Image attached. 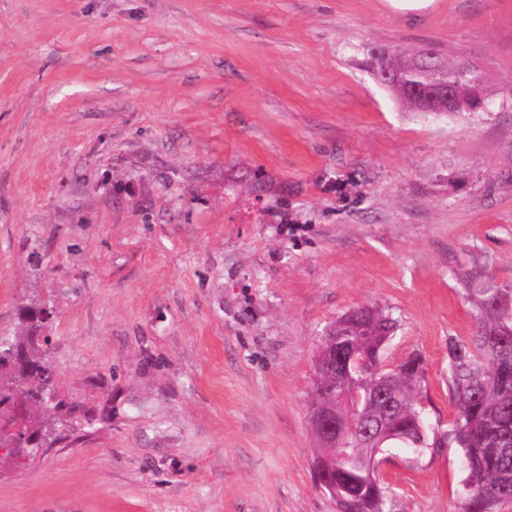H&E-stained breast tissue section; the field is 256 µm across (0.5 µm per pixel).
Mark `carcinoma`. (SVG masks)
Listing matches in <instances>:
<instances>
[{"instance_id": "1", "label": "carcinoma", "mask_w": 512, "mask_h": 512, "mask_svg": "<svg viewBox=\"0 0 512 512\" xmlns=\"http://www.w3.org/2000/svg\"><path fill=\"white\" fill-rule=\"evenodd\" d=\"M442 74L466 93L469 111L478 112L485 100L480 74L462 65V58L438 56ZM433 79L428 70H406L404 86L421 85ZM485 288H466L476 327L467 340L448 337V372L455 413L448 429L430 434V428L416 418V398L422 388L421 360L402 363L384 384L396 405L387 414L389 425L402 437L399 444L421 452L435 444L461 450L464 480L462 512H496L503 502L512 501V334L490 342L485 333L487 309L500 295L512 297V286L499 285L486 276ZM43 325L30 317L18 336L0 338V384L22 387L29 401L28 430L45 436L40 413L54 394L49 367L43 356L40 335ZM395 321L375 306L346 312L325 333L316 358V379L311 398V415L332 411L338 406V393L356 386L371 387L370 373L345 374L339 371L333 355L338 349L375 351L379 341L391 336ZM372 449L352 448L349 460L333 461L325 471L326 481L336 489L341 512H384L386 486L372 481L367 461Z\"/></svg>"}]
</instances>
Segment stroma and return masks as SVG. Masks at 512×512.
Wrapping results in <instances>:
<instances>
[{"label": "stroma", "instance_id": "stroma-1", "mask_svg": "<svg viewBox=\"0 0 512 512\" xmlns=\"http://www.w3.org/2000/svg\"><path fill=\"white\" fill-rule=\"evenodd\" d=\"M465 51L484 112L403 106L371 51ZM477 272L512 285V0H0V336L47 308L71 411L0 466V512H339L314 481L327 327L422 361ZM387 512H462L461 455L385 452Z\"/></svg>", "mask_w": 512, "mask_h": 512}]
</instances>
